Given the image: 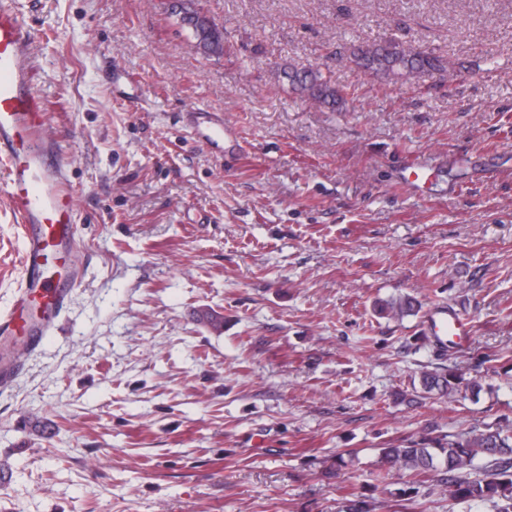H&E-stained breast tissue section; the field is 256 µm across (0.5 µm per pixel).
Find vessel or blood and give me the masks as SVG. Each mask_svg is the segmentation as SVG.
<instances>
[{"label": "vessel or blood", "instance_id": "vessel-or-blood-1", "mask_svg": "<svg viewBox=\"0 0 512 512\" xmlns=\"http://www.w3.org/2000/svg\"><path fill=\"white\" fill-rule=\"evenodd\" d=\"M31 30L14 0H0V170L14 212L25 228L26 280L11 311L0 314V338L23 334L32 342L50 331L69 282L48 261L49 251H71L77 226L73 192L59 170V152L43 138L48 106L31 90L22 47ZM425 327L440 344L465 342L469 321L443 307L429 310Z\"/></svg>", "mask_w": 512, "mask_h": 512}]
</instances>
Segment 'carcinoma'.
<instances>
[{
  "label": "carcinoma",
  "instance_id": "obj_1",
  "mask_svg": "<svg viewBox=\"0 0 512 512\" xmlns=\"http://www.w3.org/2000/svg\"><path fill=\"white\" fill-rule=\"evenodd\" d=\"M175 14L191 30L202 53H223L221 37L210 31L208 19L194 3L179 4ZM358 59L366 71L393 79L447 72L441 59L395 40L361 51ZM290 78L323 103L336 100V89L318 71L294 70ZM381 311L399 318L414 314L416 306L408 297L399 298L381 305ZM419 383L426 394L436 392L452 398L459 390L458 377L451 370L445 374L425 370L420 373ZM381 458L391 468L416 473L442 467L448 473L446 484L451 497L464 501L492 500L497 512H512V435L503 428L461 430L410 440L381 449Z\"/></svg>",
  "mask_w": 512,
  "mask_h": 512
}]
</instances>
